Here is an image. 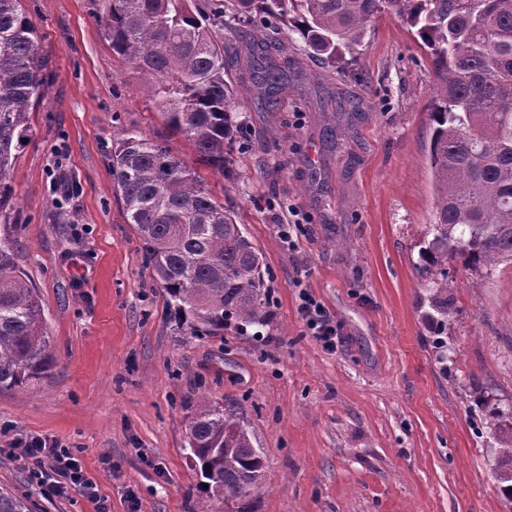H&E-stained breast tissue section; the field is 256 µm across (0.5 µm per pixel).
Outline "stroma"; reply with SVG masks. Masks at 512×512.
I'll use <instances>...</instances> for the list:
<instances>
[{
  "mask_svg": "<svg viewBox=\"0 0 512 512\" xmlns=\"http://www.w3.org/2000/svg\"><path fill=\"white\" fill-rule=\"evenodd\" d=\"M48 91L16 153L0 210L36 289L47 372L0 389V489L33 512H197L186 425L200 394L241 408L263 478L248 512H512V267L448 265V315L420 272L432 239L427 157L437 77L413 29L381 15L344 71L311 73L274 111L240 100L225 172L200 165L113 54L106 0H23ZM197 169L261 251L269 319L258 333L194 336L170 316L113 189L126 133ZM303 220L294 245L279 233ZM334 315L342 343L308 336L299 295ZM77 456L95 496L44 495L17 439Z\"/></svg>",
  "mask_w": 512,
  "mask_h": 512,
  "instance_id": "stroma-1",
  "label": "stroma"
}]
</instances>
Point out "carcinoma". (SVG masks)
<instances>
[{"instance_id": "obj_1", "label": "carcinoma", "mask_w": 512, "mask_h": 512, "mask_svg": "<svg viewBox=\"0 0 512 512\" xmlns=\"http://www.w3.org/2000/svg\"><path fill=\"white\" fill-rule=\"evenodd\" d=\"M275 21L249 44L251 94L267 112L306 75L283 58L297 35L310 56L342 65L381 14L415 30L438 79L428 158L433 238L422 251L428 285L448 288V262L487 276L512 264V0H107L99 18L112 52L145 82L165 123L223 173L246 92L224 67L212 32L224 8ZM44 57L21 0H0V209L13 197L11 160L30 137L27 114L43 98ZM114 188L150 276L171 315L196 336L244 332L267 320L262 253L197 171L136 132L112 153ZM52 361L38 295L0 237V388L39 379ZM238 412L202 401L187 424V458L210 503L236 505L262 477L263 460ZM0 512H29L0 492Z\"/></svg>"}]
</instances>
